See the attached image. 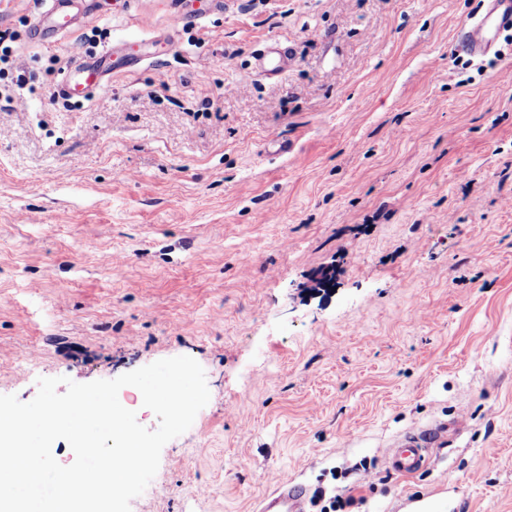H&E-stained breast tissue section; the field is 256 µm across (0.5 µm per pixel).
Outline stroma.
<instances>
[{"label":"stroma","instance_id":"obj_1","mask_svg":"<svg viewBox=\"0 0 512 512\" xmlns=\"http://www.w3.org/2000/svg\"><path fill=\"white\" fill-rule=\"evenodd\" d=\"M476 3L88 0L46 43L0 0V395L194 358L210 400L131 512H255L284 476L512 512V29L457 52ZM120 41L146 61L54 98ZM109 50L86 56L77 63L72 73H66L56 86V94L63 98H72L83 94L87 89L103 87L107 81L111 66ZM458 425L457 420L451 419L402 432L386 446L385 467L404 477L421 475L432 465L430 448L446 447L448 432Z\"/></svg>","mask_w":512,"mask_h":512}]
</instances>
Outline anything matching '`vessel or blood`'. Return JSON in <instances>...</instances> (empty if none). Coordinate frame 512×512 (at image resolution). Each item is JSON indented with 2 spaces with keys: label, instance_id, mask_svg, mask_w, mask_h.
Masks as SVG:
<instances>
[{
  "label": "vessel or blood",
  "instance_id": "vessel-or-blood-1",
  "mask_svg": "<svg viewBox=\"0 0 512 512\" xmlns=\"http://www.w3.org/2000/svg\"><path fill=\"white\" fill-rule=\"evenodd\" d=\"M83 8V0H52L51 10L36 18L34 37L53 40L65 35L74 27ZM480 8V13L472 16L468 31L460 41L462 49L475 57L491 53L499 31L512 27V0H480ZM110 58V51L104 50L80 60L75 70L65 74L57 84V95L71 98L86 90L103 87L111 70ZM457 425V420L451 419L402 432L388 445L385 467L404 477L421 475L432 465V449L446 447L448 433ZM307 506L306 487L287 477L263 497L259 512H308Z\"/></svg>",
  "mask_w": 512,
  "mask_h": 512
}]
</instances>
